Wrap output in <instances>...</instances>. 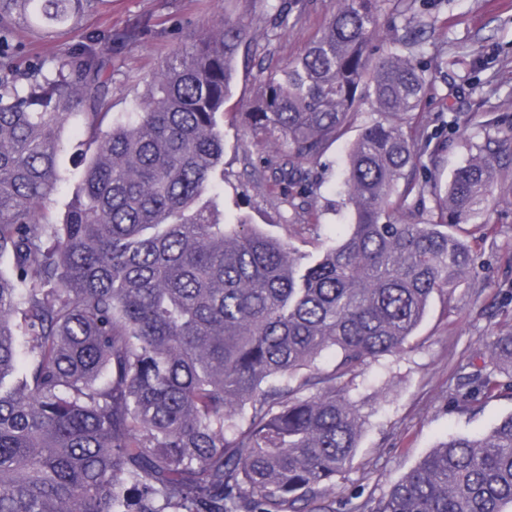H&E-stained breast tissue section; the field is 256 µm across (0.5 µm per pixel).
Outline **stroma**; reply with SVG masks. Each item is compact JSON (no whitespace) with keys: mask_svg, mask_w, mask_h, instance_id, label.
Instances as JSON below:
<instances>
[{"mask_svg":"<svg viewBox=\"0 0 512 512\" xmlns=\"http://www.w3.org/2000/svg\"><path fill=\"white\" fill-rule=\"evenodd\" d=\"M283 2L292 18L280 28L272 16ZM335 9L336 0H101L79 29L65 25L44 39L25 29L20 35L27 55L56 56L82 34L142 28L138 40L116 45L112 54V110L122 113L136 111L146 83L184 35H204L224 17L243 22L249 38L239 49L232 96L224 106V220H247L298 254L316 256L347 229L351 208L340 183L348 149L381 114L364 109L326 148L309 199L319 215L315 229L295 214L273 182L276 145L253 138L243 114L267 79L304 53ZM415 11L433 26L416 59L433 84L418 130L420 164L433 168L444 185L467 160L469 143L485 139L478 106L512 120V0H416ZM440 144L444 152L432 158ZM495 195L496 233L476 249L477 277L457 284L455 313L447 314L444 299L433 297L404 349L372 363L356 380L352 397L366 422L336 485L338 512H355L367 497L385 494L447 436L480 435L512 414V392L469 412L448 393L461 364L486 357L488 337L512 331V189Z\"/></svg>","mask_w":512,"mask_h":512,"instance_id":"1","label":"stroma"}]
</instances>
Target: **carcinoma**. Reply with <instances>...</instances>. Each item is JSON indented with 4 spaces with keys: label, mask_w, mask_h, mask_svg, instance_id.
Segmentation results:
<instances>
[{
    "label": "carcinoma",
    "mask_w": 512,
    "mask_h": 512,
    "mask_svg": "<svg viewBox=\"0 0 512 512\" xmlns=\"http://www.w3.org/2000/svg\"><path fill=\"white\" fill-rule=\"evenodd\" d=\"M98 0H0V512H336L372 362L401 351L433 295L475 274L455 230L512 179V130L472 144L445 191L414 175V124L431 84L412 63L415 0L378 55L379 0H337L321 36L266 81L248 128L280 144L288 205L364 105L387 117L352 144L340 242L303 266L288 243L219 218L224 104L241 23L163 62L137 111L112 112V44L90 36L16 61L18 24L80 26ZM83 140L69 186L62 138ZM433 196L426 220L408 199ZM462 376L465 410L512 390V333ZM334 352L332 368L322 355ZM359 512H512V414L441 441Z\"/></svg>",
    "instance_id": "obj_1"
}]
</instances>
